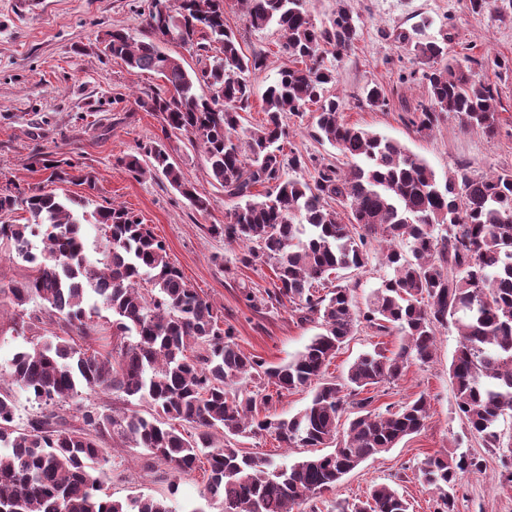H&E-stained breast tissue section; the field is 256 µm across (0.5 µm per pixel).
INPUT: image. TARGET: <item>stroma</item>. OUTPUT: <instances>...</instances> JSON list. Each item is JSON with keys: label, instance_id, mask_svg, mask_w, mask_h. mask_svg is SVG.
Returning a JSON list of instances; mask_svg holds the SVG:
<instances>
[{"label": "stroma", "instance_id": "obj_1", "mask_svg": "<svg viewBox=\"0 0 512 512\" xmlns=\"http://www.w3.org/2000/svg\"><path fill=\"white\" fill-rule=\"evenodd\" d=\"M145 2L41 0L37 13L20 18L12 0H0V189L45 184V159L79 165L93 179L94 188L63 183L58 193L87 195L97 206H125L162 241L169 261L188 284L214 304L242 350L272 365L287 363L314 335L313 325L299 322L286 306L258 314L245 305L240 283L264 292L272 285V270L240 266L238 247L209 233V225L224 223L231 204L209 178L202 149L184 136L165 138L160 115L135 102L141 92L160 87L161 79L150 72L130 71L105 48L108 33L115 29L143 38ZM350 5L358 17V37L342 55L324 57L335 75L328 92L342 101L345 122L401 141L441 180L462 166L475 175L512 169V72L491 67L479 71L499 93V136L490 140L462 130L451 118L430 134H420L409 120L428 99L426 66L411 47L396 40L402 31L422 42L447 39L449 57L464 66L494 57L512 60V0H493L490 9L479 14L471 11L469 0H351ZM224 18L244 53L259 50L267 57L265 68L250 77L251 106L243 114V124L251 128L263 122L264 92L287 65L288 56L275 29L248 28L239 0H224ZM373 87L383 90L385 107L364 105V93ZM285 122L290 149L346 165L336 148L315 138L312 112L287 116ZM156 144L165 145L185 180L210 197L207 212L192 209L163 177H138L122 164V157ZM60 331L49 320L38 330H29L12 309H5L0 314V366L28 348L34 335ZM457 341L455 327L439 329L433 360L411 364L401 380L376 389L372 407L380 412L418 394L428 395L426 427L344 476L319 498V512H339L340 506L365 498L381 483L394 485L408 499L410 512H435L436 495L416 474L425 458L450 451L483 461L482 471L461 476L454 512H512V484L498 480L499 450L484 447L455 412L448 365ZM399 343L398 336H377L358 328L325 376L343 382L359 355L377 347L394 351ZM102 445L110 450L112 470L104 495L115 500L136 494L165 498L174 512H191L201 505L202 471L178 479L163 466L150 473L143 468L141 450L117 448L108 439ZM174 480L179 491L173 495L169 485Z\"/></svg>", "mask_w": 512, "mask_h": 512}]
</instances>
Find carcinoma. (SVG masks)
<instances>
[{
    "mask_svg": "<svg viewBox=\"0 0 512 512\" xmlns=\"http://www.w3.org/2000/svg\"><path fill=\"white\" fill-rule=\"evenodd\" d=\"M306 0H240L246 24L273 27L292 65L264 96L265 122L241 126L250 108V74L266 66L260 53L244 54L224 22V0H148V40L123 30L108 33L107 50L133 71L155 73L163 88L137 105L160 114L166 137L185 135L203 148L211 180L233 202L211 235L242 247L245 268L271 267L273 288L257 297L242 287L250 307L292 308L300 322L320 328L288 363L272 366L245 353L213 304L191 288L172 265L164 244L138 217L120 206L36 187L0 189V215L22 207L25 224L0 222V244L34 265V274L8 289L9 304L40 303L66 332L87 342L96 334L86 305L94 300L112 313V351L85 349L73 338L37 342L0 369L11 385L44 407L14 424L10 391H0V512H173L167 499L137 496L126 502L100 495L109 479V436L139 448L145 466L160 463L174 475L202 467L200 496L217 512H316L311 502L363 462L420 432L430 402L421 393L397 409H369L372 387L393 383L413 362L432 360L436 333L449 324L459 343L448 371L456 410L485 447L501 448L498 423L512 415V169L471 176L461 168L440 184L427 163L400 142L341 120L342 103L326 94L333 73L327 53L339 55L357 36L345 0L317 23ZM400 42L426 61L429 98L412 124L427 133L452 117L466 130L496 137L501 102L495 88L469 67L448 59V39ZM193 50L202 67L189 70L160 45ZM206 84L207 98L194 92ZM317 106L318 138L351 160L347 168L297 151L284 153V118ZM149 164L124 159L135 175H162L198 212L210 199L186 182L163 145L143 147ZM312 166L313 182L287 175ZM52 183L87 182L52 164ZM265 193L256 192L257 187ZM350 209L349 222L332 207ZM95 224L106 241V261L97 267L84 255L82 224ZM42 235L32 253L30 238ZM386 245L383 281L365 307L355 304L343 271H362L371 245ZM377 335H399L400 346L360 355L344 383L324 379L326 367L359 326ZM198 347V354L188 351ZM275 387L258 394L247 382ZM313 388L309 403L289 418L269 413L273 395ZM112 390L146 402L151 417L129 408L104 413L80 410L71 425L56 412L78 390ZM358 408L345 431L346 407ZM266 433L285 448H329L290 466L237 448L238 439ZM480 469L465 454L430 456L419 467L422 482L437 493L436 512H454L458 475ZM397 488L378 484L369 496L341 512H409Z\"/></svg>",
    "mask_w": 512,
    "mask_h": 512,
    "instance_id": "1",
    "label": "carcinoma"
}]
</instances>
